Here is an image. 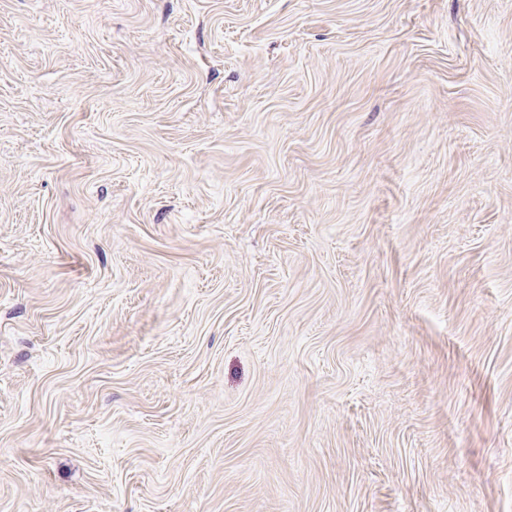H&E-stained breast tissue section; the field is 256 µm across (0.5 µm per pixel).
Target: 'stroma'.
<instances>
[{
  "label": "stroma",
  "instance_id": "1",
  "mask_svg": "<svg viewBox=\"0 0 512 512\" xmlns=\"http://www.w3.org/2000/svg\"><path fill=\"white\" fill-rule=\"evenodd\" d=\"M0 512H512V0H0Z\"/></svg>",
  "mask_w": 512,
  "mask_h": 512
}]
</instances>
